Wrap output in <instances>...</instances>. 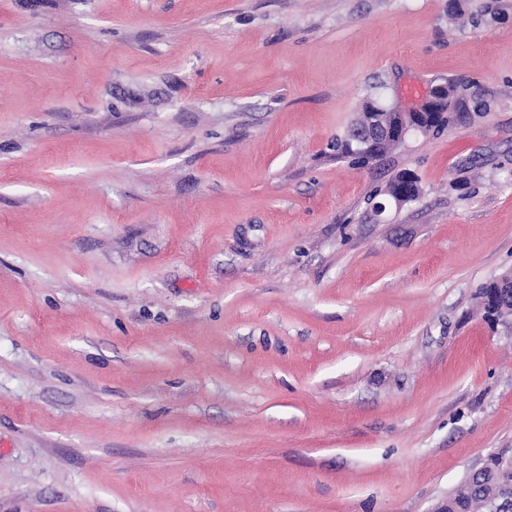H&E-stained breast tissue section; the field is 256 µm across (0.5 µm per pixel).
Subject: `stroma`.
Returning <instances> with one entry per match:
<instances>
[{
  "label": "stroma",
  "instance_id": "obj_1",
  "mask_svg": "<svg viewBox=\"0 0 512 512\" xmlns=\"http://www.w3.org/2000/svg\"><path fill=\"white\" fill-rule=\"evenodd\" d=\"M501 4L0 0V512H432L512 449ZM448 80L491 112L337 155ZM496 288L488 282L479 292V303L486 315L488 325L497 328L499 325L512 333V269L505 271L495 279ZM498 292V294H496Z\"/></svg>",
  "mask_w": 512,
  "mask_h": 512
}]
</instances>
